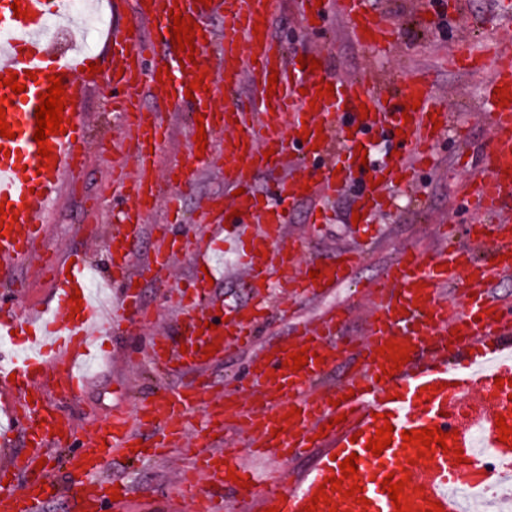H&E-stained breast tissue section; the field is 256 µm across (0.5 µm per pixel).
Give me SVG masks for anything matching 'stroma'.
<instances>
[{
  "label": "stroma",
  "mask_w": 512,
  "mask_h": 512,
  "mask_svg": "<svg viewBox=\"0 0 512 512\" xmlns=\"http://www.w3.org/2000/svg\"><path fill=\"white\" fill-rule=\"evenodd\" d=\"M372 3L374 8L386 11L398 30L396 43L383 55L354 42L348 34L346 21L339 15L329 16L322 28L309 29L300 16L299 0H286L283 10L272 21L270 31L295 57L305 56L316 47H325L326 67L339 76L365 72L388 84L397 83L404 77L426 76L436 90L443 93L438 100L439 105L456 113L459 125L465 126L471 156L465 160L460 158L456 133L451 132L441 138L435 146L433 166L420 171L412 186L393 189L392 206L376 218L385 233L382 238L374 240L364 255L353 284L338 289L330 296H312L299 303L298 313L304 317L316 316L331 304L350 306L352 316L345 333L351 337L362 335L364 330L366 310L361 288L378 277L403 248L414 246L428 252L439 250L441 242L433 232V216H443L447 224L456 227L457 245L469 246V226L476 221L477 215L462 199L459 186L478 175L475 156L489 149L493 132L489 119L477 114L470 104L472 93L486 79L485 73H464L446 61L450 52L464 50L471 45L479 49L484 45L480 39L474 44H467L464 29L446 12L452 0H442L436 5L437 16L431 21L416 15L413 0H372ZM111 95V86L100 85L91 90L79 106L80 111L98 117L89 135L90 145L119 138L108 109ZM111 173V155L91 153L85 176L86 193L64 192L50 212V249L59 254L85 253L87 259L104 272L109 269L106 241L112 233ZM223 194L224 181L217 169L204 171L193 187L183 189L181 221L172 225V232L181 236L195 231L194 221L200 208ZM359 195V184L351 183L341 196L330 203L329 218L323 224L311 223L307 205L293 206L288 230L302 260H329L339 251L354 246L359 228L350 223L349 215L356 209ZM18 278L23 287L22 293L12 297L0 295V311L8 313L47 301L48 287L40 280L36 266L22 269ZM293 332V327L285 321L260 326L253 346L233 352L210 366L214 390L220 391L229 385L235 392H245L248 369L255 352L271 348L291 337ZM192 379L188 372L169 377L156 375L149 366L148 358L142 356L131 370L122 366H102L82 395L58 394L53 397L52 405L71 421L77 434L83 435L93 432L110 419L113 412L135 413L140 404L161 387L185 385ZM183 444V449L172 451L166 460L159 463L113 466V475L134 481L140 489L132 512H164L166 502L175 495L173 480L184 462V448L202 447L203 441L191 430Z\"/></svg>",
  "instance_id": "stroma-1"
}]
</instances>
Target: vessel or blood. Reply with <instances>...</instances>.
<instances>
[{
	"label": "vessel or blood",
	"mask_w": 512,
	"mask_h": 512,
	"mask_svg": "<svg viewBox=\"0 0 512 512\" xmlns=\"http://www.w3.org/2000/svg\"><path fill=\"white\" fill-rule=\"evenodd\" d=\"M13 0H0V76L16 73L22 93L0 85L10 99L5 120L14 138L0 136V203L12 205L16 220L11 233L0 238V282L14 283L17 270L40 259L44 277L54 289L52 305L0 319V340H12L20 351L0 363V408L9 424L0 442L22 437L24 454L0 464V512H41L52 498L45 487L48 471L38 468L52 447L66 448L63 464L80 480L75 512H127L136 497L134 485L112 475L118 462L162 460L177 447L196 406H204L200 436L206 448L195 455L177 480L180 512H227L230 503L255 507L256 512H304L320 484L331 476L344 486L359 484L361 497L329 492L317 512H396L386 477L408 478L403 488L411 512H468L457 492L471 487L488 490L484 502L494 512L498 497L512 492V435L495 442V463H487L476 441L459 431L463 404H472L488 430L497 416L512 427V302L496 297L493 286L512 274V46L498 45L486 56L472 51L455 53L452 62L462 71L490 70L480 105L493 116V143L483 156L487 172L463 184L462 196L480 214L470 234L475 243L493 241L491 260L452 242L433 254L402 250L369 291L370 312L362 339L342 336L348 310L337 305L314 320L298 318L301 299L330 292L353 280L362 254L342 252L340 259L322 262V276L309 277L294 249L283 245L288 204L305 201L313 223L325 218L326 205L346 190L353 179L364 186L357 209L359 221L373 216L391 200L396 178L411 181L417 168L431 160L434 144L447 132L448 112L439 111L434 86L423 78L405 80L398 90L380 87L367 75L338 78L320 68H301L287 48L269 35V23L283 0H110L111 12L128 6L135 14L129 34H108L101 52L78 46L59 47L42 31L54 23H73L70 0H22L27 17L15 16ZM343 17L355 40L375 52L388 49L394 25L383 20L370 0H329ZM194 20L196 46L187 56L166 45L160 62L144 36L146 26L167 31L170 10ZM223 20L215 29L214 17ZM94 63L99 73L86 72ZM169 77L160 79L159 65ZM277 74L276 96H268L270 74ZM65 78L68 100L64 130L48 137L51 165L40 168L36 108L50 75ZM203 86L191 89L195 78ZM246 81L241 105L227 112L216 97ZM112 88V117L120 131V155L112 164V189L131 200L118 215L108 244L111 270L105 282L107 302L95 303L90 294V265L82 258L61 263L47 247V212L64 187L80 185L86 167L87 117L78 103L98 83ZM333 86V95L320 96V83ZM506 90L500 104L495 88ZM163 105H188L204 119L205 151L187 163L162 165L158 153L171 140L162 113L146 110L144 97ZM418 108L407 111L408 103ZM410 119H403V112ZM394 140L401 155L361 164L372 152L373 137ZM223 155L221 175L230 196L204 208L195 234L181 239L167 232L154 236L145 257L133 260L148 218L165 208L180 216L182 198L164 197L163 187L175 182L189 186L201 171ZM276 174L278 200L263 201L253 188L258 174ZM234 255L249 293L245 304L218 303L211 290L181 288L176 302L185 316L175 331L152 337L148 349L161 375L189 371L191 383L159 389L135 417L113 414L93 433L77 437L69 420L48 401L59 391L80 395L96 361L104 355L102 338L125 324L154 321L156 308L142 301V288L165 287L171 264L189 255L195 267L217 276L212 256ZM461 291L463 306L452 304L445 290ZM287 290L291 302L280 318L295 323L282 348L255 356L249 375L260 383L247 401L228 404L210 394L211 381L204 351L215 346V360L253 344L254 327L267 319L270 289ZM80 294L79 315H72L70 298ZM392 342L410 347L411 359L394 368L389 355L378 349ZM321 354L302 370L287 367L289 354L300 350ZM354 365L339 384L318 392L322 378L344 355ZM391 425V443L380 455L366 444L377 429ZM150 428L155 440L140 450L139 428ZM447 432L445 447H432L428 462L417 459L418 447L405 445L402 434L422 428ZM357 456V479L343 478L341 461ZM311 457L304 477L283 481L272 471L257 477L250 459L287 462ZM25 474L23 495H15L6 480ZM119 500H112V493Z\"/></svg>",
	"instance_id": "b4317fda"
}]
</instances>
